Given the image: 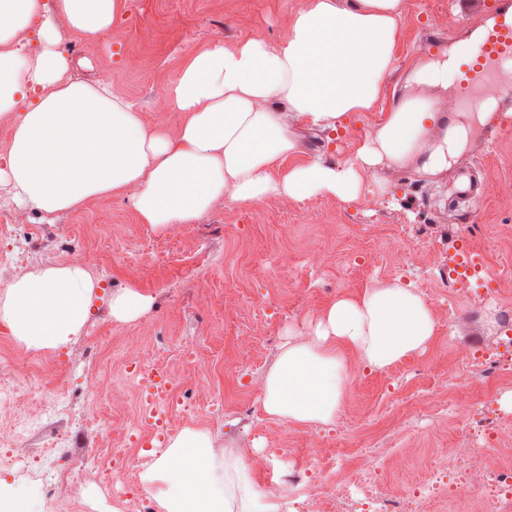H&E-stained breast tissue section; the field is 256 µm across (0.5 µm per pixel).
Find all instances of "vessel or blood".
<instances>
[{"label":"vessel or blood","mask_w":512,"mask_h":512,"mask_svg":"<svg viewBox=\"0 0 512 512\" xmlns=\"http://www.w3.org/2000/svg\"><path fill=\"white\" fill-rule=\"evenodd\" d=\"M478 14L489 24L477 39L467 46L454 68V107L464 110L476 106L481 88L496 82L502 88L503 100L498 105V116L485 127L488 143L512 129V0H478ZM460 286H469L480 279L485 262L478 252L457 251L448 264Z\"/></svg>","instance_id":"vessel-or-blood-1"}]
</instances>
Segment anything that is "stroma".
<instances>
[{
  "label": "stroma",
  "mask_w": 512,
  "mask_h": 512,
  "mask_svg": "<svg viewBox=\"0 0 512 512\" xmlns=\"http://www.w3.org/2000/svg\"><path fill=\"white\" fill-rule=\"evenodd\" d=\"M310 0H124L111 29L86 39L60 23L59 48L73 79L104 81L135 103L150 124L176 129L168 91L186 57L213 44L247 39L274 42ZM468 0H403L394 69L376 107L352 116L334 136L294 121L290 131L302 158L338 164L354 157L397 103L407 75L430 49L459 50L470 41L464 25ZM482 125L474 123L465 148L434 177L415 168L378 167L359 198L323 197L306 203L270 199L246 205L217 200L192 224L166 231L141 223L130 202L107 197L74 211H30L36 227L31 269L67 263L64 245L82 254L103 292L88 333L67 348L28 349L0 322V347L21 353L22 375L37 380L45 362L70 379L65 412L21 419L19 455L34 458L51 428L72 425L85 410L111 420L113 431L137 423L138 397L125 366L163 364L178 379L177 429L210 431L217 447L246 449L251 478L267 484L270 463L288 471L306 458L335 462L343 439L377 451L386 464L380 488L391 494L425 477L437 449L471 448L475 437L458 418L462 402L487 412L497 457L465 479L489 487L499 462L512 461V374L491 387L481 362L463 365L469 346L498 350L501 305H512V133L479 151ZM490 184L487 200L448 203L459 172ZM472 248L485 260L488 288L447 285L448 258ZM416 286L436 321L427 350L382 370L356 368L341 408L329 424H295L267 416L259 401L264 375L285 342L312 336L329 304L392 281ZM132 288L150 297L138 320H113V296ZM96 383V398L85 394ZM494 401H487V394Z\"/></svg>",
  "instance_id": "obj_1"
}]
</instances>
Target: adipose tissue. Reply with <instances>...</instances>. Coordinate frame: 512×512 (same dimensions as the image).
I'll list each match as a JSON object with an SVG mask.
<instances>
[{
	"mask_svg": "<svg viewBox=\"0 0 512 512\" xmlns=\"http://www.w3.org/2000/svg\"><path fill=\"white\" fill-rule=\"evenodd\" d=\"M122 8L123 0H0V121L12 129L0 191L17 204L53 215L124 197L142 223L163 231L194 223L222 197L349 202L377 167L435 176L466 143L463 126L444 125L432 94L453 69L443 56L410 72L407 93L355 159H295L288 118L334 131L375 107L393 69L402 0H311L276 42L196 50L168 93L183 115L173 133L146 124L108 84L74 80L58 48L57 18L96 37ZM28 34L41 45L30 59ZM95 288L76 262L27 273L7 285L0 321L26 347L65 349L91 317ZM435 328L428 301L398 281L337 299L313 336L285 344L264 377L262 408L292 423L332 422L349 379L343 352L362 369H383L425 350ZM243 456L186 428L144 463L141 481L158 512H277L282 490L251 480Z\"/></svg>",
	"mask_w": 512,
	"mask_h": 512,
	"instance_id": "ef3b65f1",
	"label": "adipose tissue"
}]
</instances>
